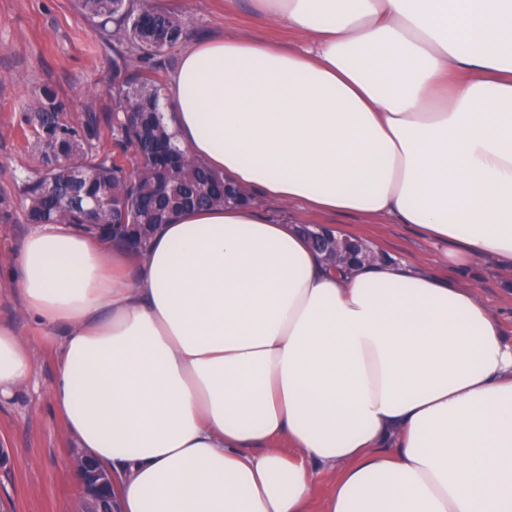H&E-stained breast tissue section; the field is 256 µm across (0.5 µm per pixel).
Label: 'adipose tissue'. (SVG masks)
I'll use <instances>...</instances> for the list:
<instances>
[{"mask_svg":"<svg viewBox=\"0 0 512 512\" xmlns=\"http://www.w3.org/2000/svg\"><path fill=\"white\" fill-rule=\"evenodd\" d=\"M301 51L189 44L178 145L284 205L413 226L512 269V0H250ZM13 283L65 328L52 400L114 512H512V344L466 285L328 268L298 225L187 209L146 250L70 224ZM35 370L0 325V400ZM315 487L310 510L318 512L326 496L331 492L334 483V473L329 469L317 468Z\"/></svg>","mask_w":512,"mask_h":512,"instance_id":"1","label":"adipose tissue"}]
</instances>
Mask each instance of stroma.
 I'll return each mask as SVG.
<instances>
[{
  "instance_id": "obj_1",
  "label": "stroma",
  "mask_w": 512,
  "mask_h": 512,
  "mask_svg": "<svg viewBox=\"0 0 512 512\" xmlns=\"http://www.w3.org/2000/svg\"><path fill=\"white\" fill-rule=\"evenodd\" d=\"M186 42L237 37L299 49L306 36L255 21L248 0L235 11L224 0H183L177 10ZM116 40L89 21L77 0H0V324L14 328L36 362L16 396L0 403V512H79L77 480L70 466L74 441L54 407L51 387L58 371L61 328L47 329L26 311L8 277L13 256L32 226L24 218L23 187L41 166L32 147L34 129L23 119L43 86L67 104L69 122L93 121L100 146L118 152L112 134V73ZM256 211L274 221L340 228L390 260L448 276L474 287L497 313L501 333L512 342V271L476 255L465 270L448 263L444 249L404 224L364 218L319 216L284 206L256 188L244 190Z\"/></svg>"
}]
</instances>
